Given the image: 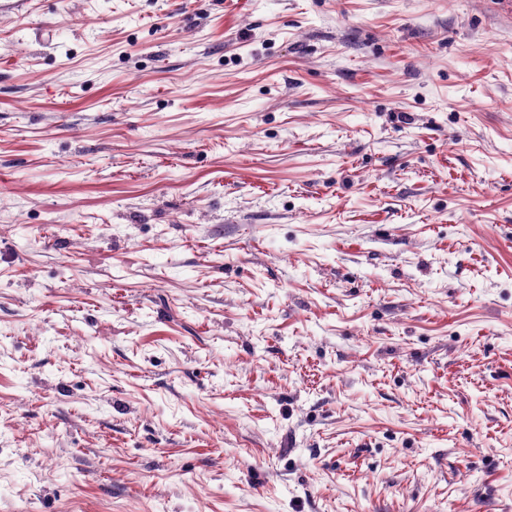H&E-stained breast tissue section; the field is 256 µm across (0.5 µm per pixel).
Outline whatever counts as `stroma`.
<instances>
[{
    "label": "stroma",
    "instance_id": "obj_1",
    "mask_svg": "<svg viewBox=\"0 0 512 512\" xmlns=\"http://www.w3.org/2000/svg\"><path fill=\"white\" fill-rule=\"evenodd\" d=\"M0 512H512V0L0 13Z\"/></svg>",
    "mask_w": 512,
    "mask_h": 512
}]
</instances>
